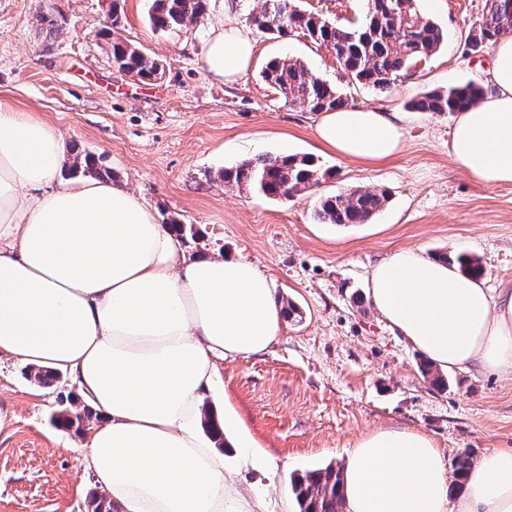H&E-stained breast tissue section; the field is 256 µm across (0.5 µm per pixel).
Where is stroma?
I'll list each match as a JSON object with an SVG mask.
<instances>
[{
    "mask_svg": "<svg viewBox=\"0 0 512 512\" xmlns=\"http://www.w3.org/2000/svg\"><path fill=\"white\" fill-rule=\"evenodd\" d=\"M258 0H210L211 11L181 32L155 30L151 0H121L120 34L159 56L162 79L118 72L97 36L107 0H0V102L58 128L67 159L89 153L118 183L139 194L159 223L193 225L190 255L231 254L257 265L298 316L284 318L266 353L221 359V383L208 409L231 410L268 455L242 472V487L274 512H298L292 474L342 462L357 439L411 429L444 448L447 461L512 448V378L473 368L452 371L440 390L423 378L418 352L369 302L371 267L401 248L426 256L478 258L487 288H512V185L486 186L448 157L453 115L418 112L411 100L468 82L485 84L492 48L472 51L484 0H417L445 40L380 93L350 83L327 49L301 34L250 27ZM46 14L55 33L37 18ZM246 29L256 45L251 67L233 85L211 81L199 53L214 18ZM293 58L332 85L348 104L403 113L406 146L393 160L364 166L322 153L315 113L286 103L263 84L270 60ZM306 155L336 175L288 201L225 186L218 174L258 155ZM386 189L390 198L368 224L336 226L313 218L320 196ZM25 366L0 356V512H87L94 476L84 439L50 422L63 381L26 379Z\"/></svg>",
    "mask_w": 512,
    "mask_h": 512,
    "instance_id": "stroma-1",
    "label": "stroma"
}]
</instances>
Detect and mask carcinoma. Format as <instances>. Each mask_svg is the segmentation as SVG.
<instances>
[{
  "mask_svg": "<svg viewBox=\"0 0 512 512\" xmlns=\"http://www.w3.org/2000/svg\"><path fill=\"white\" fill-rule=\"evenodd\" d=\"M209 0H151L150 20L160 31L187 30L195 26L208 9ZM297 0H262L260 10L248 17L259 29L278 36L301 33L335 54L344 74L357 84L385 91L418 60L433 54L443 41L439 27L424 17L416 0H367V10L354 26H342L296 5ZM512 36V0H485L481 23L468 36L471 50L478 52L499 38ZM98 36L108 41L112 64L142 80H155L164 74L165 65L127 39L114 36L112 29H102ZM261 80L275 90L284 102L300 105L310 112H328L346 106L336 87L322 79L298 59L272 60L260 71ZM484 88L467 83L446 90H433L412 100L409 106L420 112H461L475 105ZM71 170L102 179L107 173L97 167L90 155H76ZM334 177L330 168L315 166L308 157L262 155L248 159L220 172L227 187L248 188L273 200H289L312 190ZM388 199L385 190H353L322 197L314 218L320 224H367ZM448 264H457L468 275L482 274L477 259L459 255L443 256ZM26 377L41 385L59 380L52 369H29ZM61 409L53 414L54 425L83 434L81 421L97 419L88 403L69 393ZM342 468L329 463L324 467L294 474L291 492L299 512H342L340 487ZM87 505L91 512H115L112 501L92 491Z\"/></svg>",
  "mask_w": 512,
  "mask_h": 512,
  "instance_id": "carcinoma-1",
  "label": "carcinoma"
}]
</instances>
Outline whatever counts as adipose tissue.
I'll return each instance as SVG.
<instances>
[{"label":"adipose tissue","instance_id":"adipose-tissue-1","mask_svg":"<svg viewBox=\"0 0 512 512\" xmlns=\"http://www.w3.org/2000/svg\"><path fill=\"white\" fill-rule=\"evenodd\" d=\"M255 52L219 26L200 52L213 81L234 82ZM404 117L370 107L321 113L314 135L339 157L386 163L405 146ZM448 156L485 185L512 184V37L493 47L489 88L453 119ZM64 140L0 103V353L69 377L99 413L84 443L95 482L118 512H264L239 470L264 460L239 436L237 469L200 431L215 355L248 358L277 339L283 308L251 262L188 255L124 186L66 182ZM368 299L442 371L512 376V289L403 249L378 261ZM343 512H512V448H491L455 481L433 439L407 429L361 437L346 455Z\"/></svg>","mask_w":512,"mask_h":512}]
</instances>
